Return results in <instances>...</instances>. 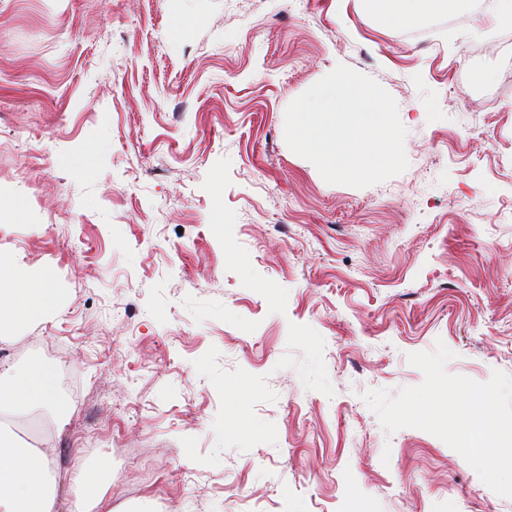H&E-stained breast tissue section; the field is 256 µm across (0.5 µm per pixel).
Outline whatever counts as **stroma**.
I'll list each match as a JSON object with an SVG mask.
<instances>
[{
	"mask_svg": "<svg viewBox=\"0 0 512 512\" xmlns=\"http://www.w3.org/2000/svg\"><path fill=\"white\" fill-rule=\"evenodd\" d=\"M376 80L408 168L324 181L287 106ZM0 256L57 304L0 373L90 400L29 444L112 468L117 512H512L366 390L512 375V25L391 29L371 0H0Z\"/></svg>",
	"mask_w": 512,
	"mask_h": 512,
	"instance_id": "1",
	"label": "stroma"
}]
</instances>
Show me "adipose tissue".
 Instances as JSON below:
<instances>
[{
    "label": "adipose tissue",
    "instance_id": "1",
    "mask_svg": "<svg viewBox=\"0 0 512 512\" xmlns=\"http://www.w3.org/2000/svg\"><path fill=\"white\" fill-rule=\"evenodd\" d=\"M467 0H375L380 22L412 27L444 11L462 9ZM56 290L49 277L23 288L0 291V341L5 326L31 319L52 309ZM51 406L69 417V405L56 396L55 379L46 368L33 365L0 381V416ZM79 487L71 512H113L107 491L112 484L108 468L79 464L70 475L58 472L46 449L33 448L0 429V512H58V488L64 480Z\"/></svg>",
    "mask_w": 512,
    "mask_h": 512
}]
</instances>
